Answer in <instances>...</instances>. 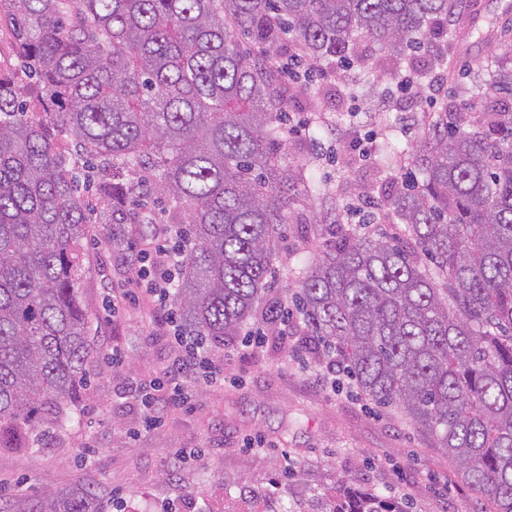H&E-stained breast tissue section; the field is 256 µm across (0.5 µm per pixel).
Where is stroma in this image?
Instances as JSON below:
<instances>
[{
  "label": "stroma",
  "mask_w": 512,
  "mask_h": 512,
  "mask_svg": "<svg viewBox=\"0 0 512 512\" xmlns=\"http://www.w3.org/2000/svg\"><path fill=\"white\" fill-rule=\"evenodd\" d=\"M452 36L439 42L437 106L475 101L478 111L512 107L507 95L475 98L493 56L512 67V0H459ZM317 92L289 99L284 110L286 167L336 199V227L327 232L319 202L299 206L281 227L271 285L289 296L302 259L337 237L404 235L385 203L410 168L422 137L423 113L384 105L393 83L375 69H325ZM158 240L144 224H90L79 286L89 304L91 362L79 423L44 437L39 447L0 457V504L34 512L45 491L95 489L99 512H224L242 485L266 489L302 471L321 489L344 477L411 512H490L442 451L405 418L367 401L345 378L329 382L298 337L290 355L272 341L239 338L211 349L220 380L195 373L191 402L169 407L157 426L145 423L144 395L169 387L177 353L164 309L137 289V256ZM191 457L181 461L173 451Z\"/></svg>",
  "instance_id": "stroma-1"
}]
</instances>
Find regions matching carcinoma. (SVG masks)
<instances>
[{"label": "carcinoma", "instance_id": "cac0c4a2", "mask_svg": "<svg viewBox=\"0 0 512 512\" xmlns=\"http://www.w3.org/2000/svg\"><path fill=\"white\" fill-rule=\"evenodd\" d=\"M456 2L0 0L41 114L0 73V456L66 429L88 384L80 162L105 202L99 223H153L131 209L148 194L163 223L188 225L173 295L183 331L220 347L260 320L279 337L292 304V335L317 359L400 412L494 512H512V109L469 125L435 111L414 154L418 189L388 198L435 273L397 242L355 237L308 257L291 300L268 286L288 214L317 200L336 217L325 188L279 164L284 74L303 57L395 82L412 51L430 57L417 70L427 83ZM487 70V93L512 95L503 63ZM282 495L276 512H404L344 479ZM47 499L37 512H89L96 492Z\"/></svg>", "mask_w": 512, "mask_h": 512}]
</instances>
